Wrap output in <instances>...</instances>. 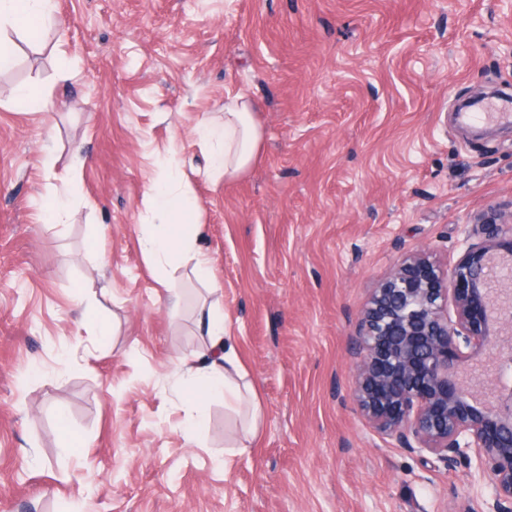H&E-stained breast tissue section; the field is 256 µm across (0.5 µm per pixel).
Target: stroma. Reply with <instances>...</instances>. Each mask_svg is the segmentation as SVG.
Here are the masks:
<instances>
[{
  "mask_svg": "<svg viewBox=\"0 0 512 512\" xmlns=\"http://www.w3.org/2000/svg\"><path fill=\"white\" fill-rule=\"evenodd\" d=\"M0 74V512H459L468 468L383 439L352 395L354 331L403 253L452 265L512 208V0H55ZM48 94L44 111L17 85ZM255 104L254 165L208 173L196 125ZM159 180L189 186L211 263L172 301L138 245ZM63 223L42 208L54 188ZM262 415L189 411L212 285ZM115 323L110 336L101 324ZM14 97L17 102L32 112H41L47 107L45 96L31 84L17 86L14 90ZM458 119L462 124L470 123H500L512 124V101L501 99L464 106L458 113Z\"/></svg>",
  "mask_w": 512,
  "mask_h": 512,
  "instance_id": "obj_1",
  "label": "stroma"
}]
</instances>
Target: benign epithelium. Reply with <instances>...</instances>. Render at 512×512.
<instances>
[{
	"label": "benign epithelium",
	"mask_w": 512,
	"mask_h": 512,
	"mask_svg": "<svg viewBox=\"0 0 512 512\" xmlns=\"http://www.w3.org/2000/svg\"><path fill=\"white\" fill-rule=\"evenodd\" d=\"M443 269L428 253L404 256L362 309L355 334L354 400L368 423L400 448L445 465L465 461L471 481L489 483L480 510L512 512V387L496 403L473 398L459 370L491 356L512 364V223H485Z\"/></svg>",
	"instance_id": "benign-epithelium-1"
}]
</instances>
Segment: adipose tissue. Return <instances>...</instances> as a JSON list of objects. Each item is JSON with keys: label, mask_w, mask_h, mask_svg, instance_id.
Returning <instances> with one entry per match:
<instances>
[{"label": "adipose tissue", "mask_w": 512, "mask_h": 512, "mask_svg": "<svg viewBox=\"0 0 512 512\" xmlns=\"http://www.w3.org/2000/svg\"><path fill=\"white\" fill-rule=\"evenodd\" d=\"M53 12L54 0H0V27L19 30L32 38L51 20ZM198 132L212 153L213 174L228 180L251 168L263 141L252 101L239 94L225 100L223 122L201 120ZM149 195L163 220L144 225L140 239L143 253L160 267L180 259L207 271L206 255L197 247L204 226L191 194L156 185ZM219 308V303H212L200 319L210 349L207 356L187 369L188 382L202 384L208 394L223 396L229 406L245 408L246 420L253 426L261 413L260 403L252 385L243 380L239 355L224 319L218 315Z\"/></svg>", "instance_id": "ef3b65f1"}]
</instances>
